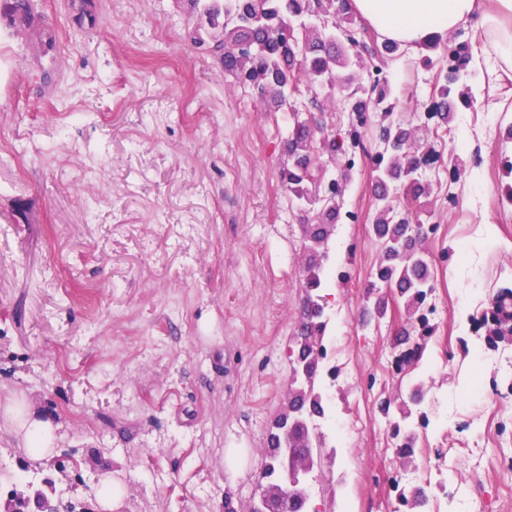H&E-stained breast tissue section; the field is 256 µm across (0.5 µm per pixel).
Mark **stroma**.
<instances>
[{"mask_svg":"<svg viewBox=\"0 0 512 512\" xmlns=\"http://www.w3.org/2000/svg\"><path fill=\"white\" fill-rule=\"evenodd\" d=\"M40 25L13 20L0 0V412L29 405L55 427L67 455L63 501L97 505L107 462L125 492L113 512H249L269 423L288 396L289 339L304 296L297 215L281 218L288 115L260 112L256 94L226 79L189 34L175 0H40ZM56 35L54 57L38 44ZM468 43L472 109L512 121V68L496 63L477 22L431 49L386 60L399 115L416 121L443 79L449 47ZM431 67H424L423 58ZM491 145L477 170L485 203L476 221L512 228L501 203L503 156ZM372 169L352 171L341 201L359 221L338 226L333 250L345 280L331 289L332 337L358 363L337 384V417L366 413L388 434L380 405L401 378L380 370L404 311L379 324L359 310L378 263ZM433 261L436 373L426 387L462 395L473 359L458 344L456 299L465 286L452 251L461 230L440 200H467L469 183L435 182ZM320 512H395L391 465L350 442L330 479L312 481Z\"/></svg>","mask_w":512,"mask_h":512,"instance_id":"1","label":"stroma"}]
</instances>
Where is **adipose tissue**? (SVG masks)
I'll use <instances>...</instances> for the list:
<instances>
[{"label": "adipose tissue", "instance_id": "adipose-tissue-1", "mask_svg": "<svg viewBox=\"0 0 512 512\" xmlns=\"http://www.w3.org/2000/svg\"><path fill=\"white\" fill-rule=\"evenodd\" d=\"M351 5L381 38L413 46L435 42L479 17L499 60L512 65V30L502 27L512 15V0H497L493 12L483 11L481 0H351Z\"/></svg>", "mask_w": 512, "mask_h": 512}]
</instances>
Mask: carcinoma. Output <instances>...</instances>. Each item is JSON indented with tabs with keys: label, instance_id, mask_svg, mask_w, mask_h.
Instances as JSON below:
<instances>
[{
	"label": "carcinoma",
	"instance_id": "cac0c4a2",
	"mask_svg": "<svg viewBox=\"0 0 512 512\" xmlns=\"http://www.w3.org/2000/svg\"><path fill=\"white\" fill-rule=\"evenodd\" d=\"M190 2L202 5L198 10L202 30L213 33L210 52L219 58L224 77L254 87L260 100L278 110L287 106L281 93L291 99L304 87L337 101L340 111L355 114L354 123L324 133L288 106V137L283 148L288 164L281 180L300 220L305 295L291 336L288 406L266 431V465L250 510L256 512L262 490L282 482L277 448L283 432H288L293 448L327 447L326 437L317 430V420L328 411L321 378L327 370L328 328L322 291L332 277L327 267L330 237L342 215L343 183L354 168L356 152L366 150L364 132L376 114L381 117L377 121L378 150L372 155V193L378 216L372 231L381 257L364 296L362 319L365 326L378 324L386 317L389 303L403 306L408 323L392 339V355L400 372L419 366L420 355L434 333V323L426 318L435 288L434 271L422 244L427 233L425 221L430 217L427 199L431 188L422 178V160L414 150L416 130L394 117L398 98L387 77L377 75L368 84L357 76V54L350 51L355 44L356 14L349 7L350 0ZM37 9V0L11 4L12 12L27 22L33 20ZM468 63L469 57L461 49L448 50V72L432 97L427 120L447 125L471 104L474 74L468 71ZM317 140L323 152L338 162L328 187L312 169ZM494 296L495 307L476 323L485 348L493 351L512 344V309L507 306L512 285L497 288ZM409 391L399 417L389 419L402 466L413 464V459L399 440L417 438L427 423L422 380H414ZM395 489L401 506L412 509L421 504L419 493L398 484Z\"/></svg>",
	"mask_w": 512,
	"mask_h": 512
}]
</instances>
